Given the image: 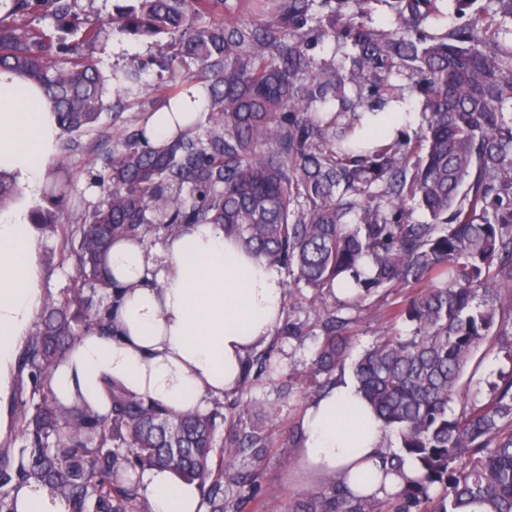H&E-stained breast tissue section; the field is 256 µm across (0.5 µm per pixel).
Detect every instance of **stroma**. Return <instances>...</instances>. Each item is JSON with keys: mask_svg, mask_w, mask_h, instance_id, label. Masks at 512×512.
<instances>
[{"mask_svg": "<svg viewBox=\"0 0 512 512\" xmlns=\"http://www.w3.org/2000/svg\"><path fill=\"white\" fill-rule=\"evenodd\" d=\"M164 50V43L160 40L111 33L87 48L86 53L106 75L131 60H139L146 66L145 81L155 83L159 80V61ZM125 99L127 108L105 110L91 129L79 134L62 135L58 163L68 171L74 186L72 198L63 205V223H83L102 200V191L92 178L93 172L107 166L122 138L138 129L146 114L156 105L155 98L137 90L129 91ZM58 250L56 236L45 234L43 259L48 273L46 288L48 294L55 297L78 288L72 263H60ZM318 343V338L314 336L300 342L284 340L275 355L277 372L255 382L251 389L252 399L267 403L271 408L269 414L263 415L262 422L272 430L274 441V447L263 466L257 493L258 512H296L299 503L318 491L317 486L308 483L304 473L296 467L294 447L288 439L304 411L306 400L313 398L316 389L313 384H305L302 396L293 398L281 390V382L289 374L304 375L309 372Z\"/></svg>", "mask_w": 512, "mask_h": 512, "instance_id": "35a3bbf8", "label": "stroma"}]
</instances>
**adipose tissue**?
<instances>
[{"label":"adipose tissue","instance_id":"adipose-tissue-1","mask_svg":"<svg viewBox=\"0 0 512 512\" xmlns=\"http://www.w3.org/2000/svg\"><path fill=\"white\" fill-rule=\"evenodd\" d=\"M206 94L190 85L149 113L145 139L157 147L197 123ZM60 129L43 90L0 68V172L23 198L0 210V443L15 431L11 410L18 358L47 293L42 233L30 211L59 149ZM118 301V330L83 334L50 373L61 404L110 408L105 381L177 412L206 410L235 391L249 354L265 345L282 318L284 281L276 266L247 250L220 224H191L147 248L120 238L108 257ZM296 450L298 466L317 484L352 494L381 495L398 480L385 476L382 422L355 382L338 379L310 401ZM139 493L150 512H205L196 485L168 470L141 475ZM17 512H69L67 502L36 483L12 490Z\"/></svg>","mask_w":512,"mask_h":512}]
</instances>
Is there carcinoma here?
Returning <instances> with one entry per match:
<instances>
[{
	"mask_svg": "<svg viewBox=\"0 0 512 512\" xmlns=\"http://www.w3.org/2000/svg\"><path fill=\"white\" fill-rule=\"evenodd\" d=\"M370 2L128 0L101 24L81 18L75 0H12L0 17V67L42 86L62 131L98 121L107 82L117 96L145 86L141 63L106 77L77 52L108 31L166 36L167 76L151 92L170 99L201 83L209 113L204 138L188 131L146 150L139 129L112 152L98 181L106 198L90 223L60 222L65 181L37 210V223L59 240L60 263L74 261L98 300L69 294L42 309L20 358L31 385L14 408L24 446L14 462L11 449L0 448V512H15L11 491L29 481L63 497L69 512H142L137 477L152 468L197 482L208 512H244L227 493L254 487L273 448L253 404L180 415L117 382L106 383V414L62 405L50 392L34 400L39 378L85 330L112 329L113 285L101 269L112 242L154 228L172 235L185 224L224 225L245 248L286 268L292 290L312 291L323 332L312 368L325 390L345 367L354 322L339 312L365 310L379 288H411L375 314L412 330L384 333L352 366L365 400L400 440L399 451L384 456L400 488L378 498L334 485L297 512H463L472 504L512 512V43L499 21L512 19V0H485L472 14L475 0H453L461 22L441 33L425 22L443 15L445 0H384L392 30L371 25ZM34 15L54 25L34 26ZM327 39L355 49L349 69L314 55ZM400 72L421 98L425 130L414 140L381 130L354 136L358 109L385 111L399 90L390 77ZM332 101L337 110L322 111ZM16 199L0 173V208ZM417 209L431 221H416ZM346 273L351 295L340 298L333 288ZM305 335V324L282 320L270 343L248 356L238 394L274 372L270 353L281 337ZM483 345L508 369L472 397L473 378L463 375ZM407 456L420 477L404 475ZM244 457L249 471L238 465Z\"/></svg>",
	"mask_w": 512,
	"mask_h": 512,
	"instance_id": "obj_1",
	"label": "carcinoma"
}]
</instances>
